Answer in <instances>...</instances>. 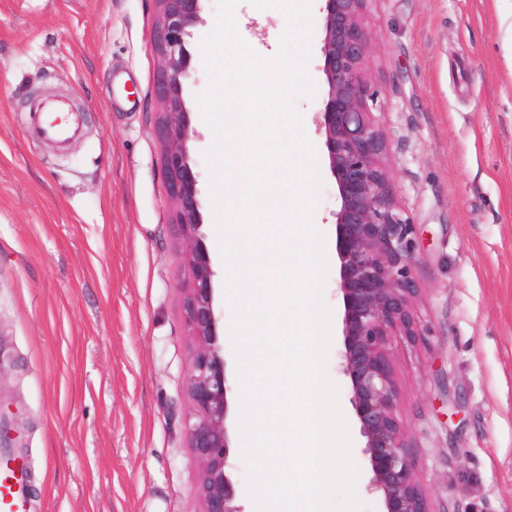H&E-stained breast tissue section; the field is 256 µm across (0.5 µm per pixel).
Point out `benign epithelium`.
<instances>
[{
    "label": "benign epithelium",
    "mask_w": 512,
    "mask_h": 512,
    "mask_svg": "<svg viewBox=\"0 0 512 512\" xmlns=\"http://www.w3.org/2000/svg\"><path fill=\"white\" fill-rule=\"evenodd\" d=\"M156 50L163 67L155 85L162 104L156 132L173 203V224L186 241L185 322L198 343L187 377L193 411L185 422L199 467L202 512H243L230 471L227 364L215 312L216 271L202 233L199 173L188 142L184 86L188 50L205 0H157ZM370 0H325L321 71L326 91L318 116L339 208L333 213L342 294L341 370L365 439L362 454L385 512H432L415 477L408 431L398 416L391 359L396 337L413 340L423 328L413 310L414 224L398 207L382 157L387 143L372 108L377 92L365 76L370 40L364 14Z\"/></svg>",
    "instance_id": "benign-epithelium-1"
}]
</instances>
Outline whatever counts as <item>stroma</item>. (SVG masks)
<instances>
[{"mask_svg":"<svg viewBox=\"0 0 512 512\" xmlns=\"http://www.w3.org/2000/svg\"><path fill=\"white\" fill-rule=\"evenodd\" d=\"M206 0L184 98L204 242L214 228V142L196 96L208 83ZM324 0H312L316 91L296 98L322 181L311 216L328 262L326 371L352 438L361 512L364 440L340 370L335 181L318 112ZM156 0H0V453L34 460L30 512H201L185 433L195 344L184 321L185 244L171 223L156 135ZM239 35L274 58L286 17L240 0ZM366 76L386 163L416 228L414 309L392 345L399 417L432 512H512V65L496 0H371ZM62 100L80 138L42 140L33 104Z\"/></svg>","mask_w":512,"mask_h":512,"instance_id":"1","label":"stroma"}]
</instances>
